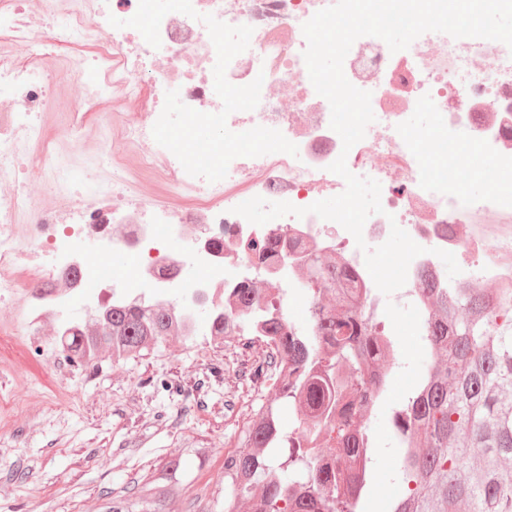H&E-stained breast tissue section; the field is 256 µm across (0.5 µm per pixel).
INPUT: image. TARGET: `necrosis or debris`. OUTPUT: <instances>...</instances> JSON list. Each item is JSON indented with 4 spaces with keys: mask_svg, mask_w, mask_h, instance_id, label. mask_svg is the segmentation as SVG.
I'll list each match as a JSON object with an SVG mask.
<instances>
[{
    "mask_svg": "<svg viewBox=\"0 0 512 512\" xmlns=\"http://www.w3.org/2000/svg\"><path fill=\"white\" fill-rule=\"evenodd\" d=\"M191 2L195 16H164L155 48L138 30L110 23L134 16L139 0H0V306L15 312L14 320L0 322L1 336L22 344L40 339L73 303L95 315L113 296L127 295L115 273L91 265L75 248L81 237L93 239L104 253L146 254L138 281L179 320L188 306L171 299L170 290L199 291L220 306L240 279L278 281L283 265L333 249L354 273L367 312L383 320L388 297L369 274L364 249L340 224L309 214L257 226L234 212L256 196L306 207L341 194L346 184L329 170L341 156L353 174L381 185L383 211L363 227L367 247L383 244L395 223L425 249L410 263L395 299L425 315L420 282L426 275L451 290L486 288L496 295L512 288L511 48L427 32L393 52L380 38H358L343 69L351 84L370 92L375 120L347 150L303 57V24L335 0ZM204 14L253 29L248 49L230 62L226 78L236 86L262 78L260 102L254 110L231 113L228 128L276 129L298 147L294 156L235 158L215 183L187 174L152 136L167 91H178L183 104L200 112L222 109L214 90L217 55L200 20ZM62 42L99 49L95 82L86 81L81 61L68 63L77 87L72 128L83 131L85 115L99 101L111 104L119 119L100 142L111 179H89L58 148L63 132L49 116ZM412 112L430 119L413 125ZM434 155L447 157V174L432 170ZM479 166L492 177L474 195L467 184ZM141 181L151 185V195L134 191ZM44 183L56 195L48 206L34 195ZM182 234L190 249L167 252L165 243ZM260 234L290 244L287 263L238 250L239 242ZM440 249L456 255L458 275L445 272L436 255ZM47 281L54 289L42 290Z\"/></svg>",
    "mask_w": 512,
    "mask_h": 512,
    "instance_id": "4bbe7bcc",
    "label": "necrosis or debris"
}]
</instances>
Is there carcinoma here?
<instances>
[{
  "instance_id": "carcinoma-1",
  "label": "carcinoma",
  "mask_w": 512,
  "mask_h": 512,
  "mask_svg": "<svg viewBox=\"0 0 512 512\" xmlns=\"http://www.w3.org/2000/svg\"><path fill=\"white\" fill-rule=\"evenodd\" d=\"M350 273L332 253L308 254L294 273L307 294L304 329L288 327L276 281L236 288L241 309L224 303L210 315L211 341L247 330L273 365L276 398L245 423L237 449L224 457V512H366L373 495L367 426L383 396L381 366L400 358L394 341L342 287ZM424 330L432 366L395 410L401 466L390 512H512V294L491 301L477 288L453 294L422 280ZM93 334L69 320L59 346L94 365L102 354L121 362L190 337L160 304L112 301ZM286 399L299 432L284 431L276 401ZM183 455L147 475L134 496L106 494L101 512H165Z\"/></svg>"
}]
</instances>
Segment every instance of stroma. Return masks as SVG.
Returning a JSON list of instances; mask_svg holds the SVG:
<instances>
[{
  "instance_id": "1",
  "label": "stroma",
  "mask_w": 512,
  "mask_h": 512,
  "mask_svg": "<svg viewBox=\"0 0 512 512\" xmlns=\"http://www.w3.org/2000/svg\"><path fill=\"white\" fill-rule=\"evenodd\" d=\"M401 353L388 378L378 412L370 419L376 446L374 467L381 479L368 512H387L392 478L399 466L390 417L429 363L419 347L414 311L390 302ZM195 319V340L169 343L136 359H102L85 366L35 340L24 349L0 336V395L13 407L10 430L0 436V512H27L31 497L46 512H99L104 494L131 495L144 475L167 459L186 453L168 512H224V457L235 450L254 410L274 398L270 380H259L265 361L261 346L246 347L239 336L209 343L207 312ZM205 381L208 394L195 405L191 387ZM65 383L72 401L60 406L26 403L27 383Z\"/></svg>"
}]
</instances>
